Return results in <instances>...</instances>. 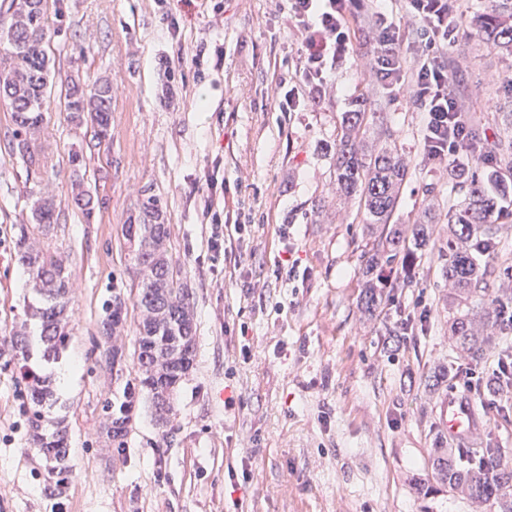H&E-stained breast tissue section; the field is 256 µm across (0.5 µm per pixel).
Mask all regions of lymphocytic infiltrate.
<instances>
[{
	"label": "lymphocytic infiltrate",
	"instance_id": "obj_1",
	"mask_svg": "<svg viewBox=\"0 0 512 512\" xmlns=\"http://www.w3.org/2000/svg\"><path fill=\"white\" fill-rule=\"evenodd\" d=\"M287 14L299 32L304 56L294 78L279 75L274 101L282 112L297 110L301 104L318 103L328 95L331 77L354 47L356 33L351 21L361 0H285ZM409 13L417 20V38L404 45L399 27L380 6H373L368 27L373 47L368 63L372 79L391 90L409 92L425 121L421 147L426 160L440 169L465 155L482 163L492 159L484 139L475 135L459 103L452 79L440 58L456 45L461 21L455 0H407ZM212 244L224 253L229 275L240 272V240L243 224H222L212 216Z\"/></svg>",
	"mask_w": 512,
	"mask_h": 512
}]
</instances>
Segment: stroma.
<instances>
[{
  "label": "stroma",
  "mask_w": 512,
  "mask_h": 512,
  "mask_svg": "<svg viewBox=\"0 0 512 512\" xmlns=\"http://www.w3.org/2000/svg\"><path fill=\"white\" fill-rule=\"evenodd\" d=\"M491 0H457L463 33L443 58L480 134L512 153V57L476 33ZM53 82L112 86V137L92 145L86 127L53 105L36 143L40 174L10 156L15 126L0 103V512H491L431 475L443 433L437 406L481 385L512 334L471 361L448 339V282L435 254L408 286L391 288L374 316L360 308V252L372 238L354 203H334L333 148L341 116L366 103L370 142L392 131L408 164L393 221L434 216L436 251L447 212L460 203L421 155L424 114L409 94L367 78L364 49L333 74L335 89L309 110L279 112L272 62L297 66L301 39L281 0H50ZM80 152V167L69 162ZM241 190L254 224L242 244L248 279H224L203 218L206 174ZM93 197L91 219L67 204L73 179ZM54 197L57 224L40 247L68 266L72 336L58 396L71 432L72 473L61 493L28 451L26 384L11 360L17 330L39 335L24 306L35 297L15 257L16 227L34 194ZM160 197L168 255L194 303L196 358L173 395L168 426L149 400L133 413L125 449L106 434L103 405L115 384L112 345L132 350L140 312L121 234L146 194ZM294 262L303 277L275 278ZM129 303L114 339L98 323L114 295ZM409 324L393 341L391 329ZM451 367L448 381L429 378ZM481 442L512 465V397L481 400Z\"/></svg>",
  "instance_id": "obj_1"
}]
</instances>
